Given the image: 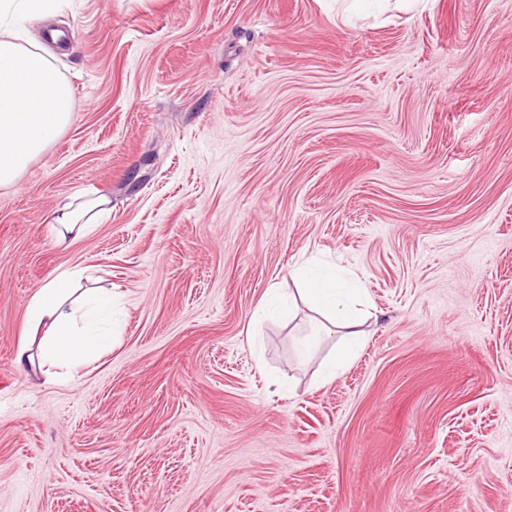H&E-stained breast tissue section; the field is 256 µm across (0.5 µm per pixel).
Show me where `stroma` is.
Wrapping results in <instances>:
<instances>
[{"label":"stroma","mask_w":512,"mask_h":512,"mask_svg":"<svg viewBox=\"0 0 512 512\" xmlns=\"http://www.w3.org/2000/svg\"><path fill=\"white\" fill-rule=\"evenodd\" d=\"M73 120L0 187V512H512V0H60ZM78 192L109 217L57 244ZM368 340L255 319L302 259ZM85 270L63 378L26 306ZM84 272L67 269L55 273L38 288L26 309L28 324L36 329L46 326L40 357L70 370L93 358L106 344V335L94 327L92 316L107 311L110 297L84 290L72 300Z\"/></svg>","instance_id":"35a3bbf8"}]
</instances>
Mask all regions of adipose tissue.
I'll return each instance as SVG.
<instances>
[{
  "label": "adipose tissue",
  "mask_w": 512,
  "mask_h": 512,
  "mask_svg": "<svg viewBox=\"0 0 512 512\" xmlns=\"http://www.w3.org/2000/svg\"><path fill=\"white\" fill-rule=\"evenodd\" d=\"M73 115L72 91L45 48L24 45L12 33L0 34V187L15 185L30 162L40 155L69 126ZM112 210L103 195L69 198L47 219L58 241L92 234ZM82 270L55 273L34 293L26 309L33 327H44L45 337L38 353L20 346L18 363L32 362L34 356L59 367L75 369L93 358L105 345L93 316L107 311V294L78 291ZM296 293L320 312L324 321L303 344L310 351L325 337H340L338 363H346L363 347V326L370 316L368 306L355 289L335 275H295Z\"/></svg>",
  "instance_id": "obj_1"
}]
</instances>
